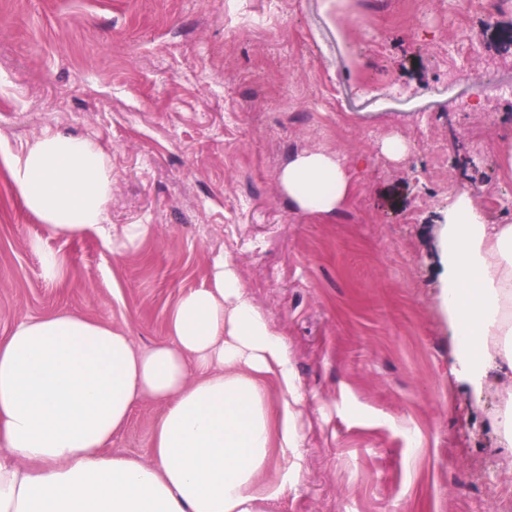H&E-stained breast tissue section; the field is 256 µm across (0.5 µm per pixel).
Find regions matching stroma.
<instances>
[{
	"label": "stroma",
	"mask_w": 512,
	"mask_h": 512,
	"mask_svg": "<svg viewBox=\"0 0 512 512\" xmlns=\"http://www.w3.org/2000/svg\"><path fill=\"white\" fill-rule=\"evenodd\" d=\"M62 132L112 163L106 221L145 224L136 249L44 238L0 163V337L66 309L165 337L170 308L224 254L290 346L303 436L274 458L297 477L274 512H496L512 454L495 416L512 395L451 370L434 230L459 191L512 224V0H0V146ZM407 147L393 160L383 138ZM339 155L354 192L299 212L292 156ZM69 273L43 277L35 239ZM158 406L111 452L148 457Z\"/></svg>",
	"instance_id": "1"
}]
</instances>
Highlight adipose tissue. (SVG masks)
Instances as JSON below:
<instances>
[{
  "instance_id": "ef3b65f1",
  "label": "adipose tissue",
  "mask_w": 512,
  "mask_h": 512,
  "mask_svg": "<svg viewBox=\"0 0 512 512\" xmlns=\"http://www.w3.org/2000/svg\"><path fill=\"white\" fill-rule=\"evenodd\" d=\"M8 166L26 209L49 237L95 234L106 222L112 167L95 143L43 135ZM282 191L311 216L339 213L352 190L337 156L295 155ZM437 302L475 386L512 380V224L488 223L458 192L435 230ZM160 408L148 459L112 455L139 403ZM302 394L284 336L248 294L235 264L215 255L204 287L183 293L164 341L137 345L125 328L58 310L20 321L0 340V512H269L287 483L263 475L298 447Z\"/></svg>"
}]
</instances>
